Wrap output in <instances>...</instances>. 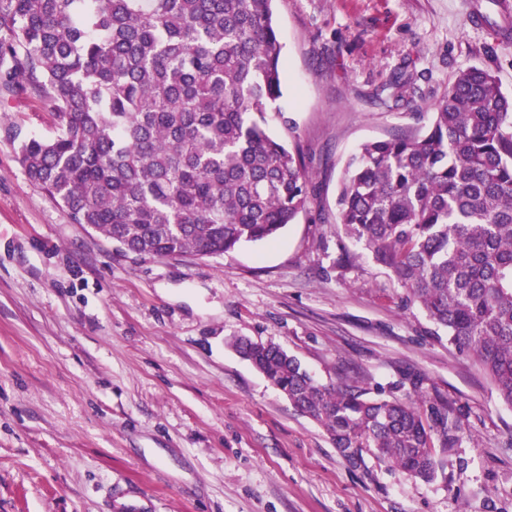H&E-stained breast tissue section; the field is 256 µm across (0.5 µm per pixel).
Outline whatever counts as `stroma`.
Masks as SVG:
<instances>
[{
    "label": "stroma",
    "mask_w": 512,
    "mask_h": 512,
    "mask_svg": "<svg viewBox=\"0 0 512 512\" xmlns=\"http://www.w3.org/2000/svg\"><path fill=\"white\" fill-rule=\"evenodd\" d=\"M283 117L312 175L273 243L141 258L32 184L13 132L51 135L42 102L0 104V512H512V407L336 217L347 157L426 128L455 75L512 91L499 0H277ZM404 74L409 104L385 87ZM279 344L321 383L391 390L421 375L461 439L425 482L324 428L230 347Z\"/></svg>",
    "instance_id": "1"
}]
</instances>
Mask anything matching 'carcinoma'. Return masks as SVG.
Here are the masks:
<instances>
[{
  "label": "carcinoma",
  "instance_id": "cac0c4a2",
  "mask_svg": "<svg viewBox=\"0 0 512 512\" xmlns=\"http://www.w3.org/2000/svg\"><path fill=\"white\" fill-rule=\"evenodd\" d=\"M275 0H0V100L55 117L14 134L28 179L75 224L124 253L211 256L273 242L306 209L298 147L267 131L280 111ZM409 81L390 88L394 105ZM345 234L389 268L448 343L512 407V93L460 72L421 134L366 142L336 199ZM237 353L352 463L370 453L423 480L460 441L448 408L406 373L402 396L316 382L275 344Z\"/></svg>",
  "mask_w": 512,
  "mask_h": 512
}]
</instances>
